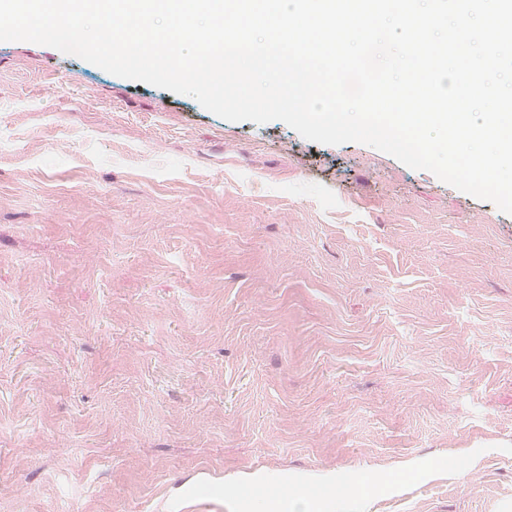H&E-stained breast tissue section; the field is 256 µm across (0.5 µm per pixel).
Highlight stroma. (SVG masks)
<instances>
[{
    "label": "stroma",
    "mask_w": 512,
    "mask_h": 512,
    "mask_svg": "<svg viewBox=\"0 0 512 512\" xmlns=\"http://www.w3.org/2000/svg\"><path fill=\"white\" fill-rule=\"evenodd\" d=\"M318 474L512 512V215L0 42V512Z\"/></svg>",
    "instance_id": "obj_1"
}]
</instances>
